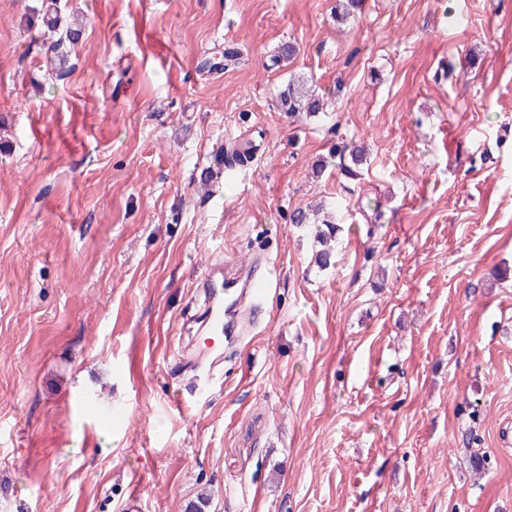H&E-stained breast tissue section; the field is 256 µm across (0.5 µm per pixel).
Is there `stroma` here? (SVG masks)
<instances>
[{"mask_svg":"<svg viewBox=\"0 0 512 512\" xmlns=\"http://www.w3.org/2000/svg\"><path fill=\"white\" fill-rule=\"evenodd\" d=\"M41 5L0 0V512H512V0H60L63 70ZM258 257L210 369L197 283ZM279 102L283 112L296 114L306 112L315 115L323 110V104L313 91L307 90L300 82H289L279 93Z\"/></svg>","mask_w":512,"mask_h":512,"instance_id":"1","label":"stroma"}]
</instances>
